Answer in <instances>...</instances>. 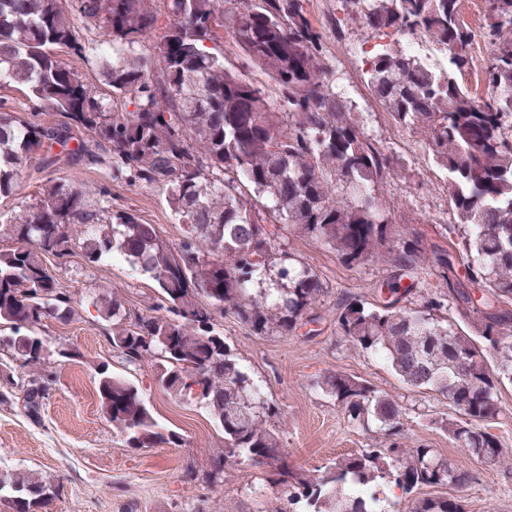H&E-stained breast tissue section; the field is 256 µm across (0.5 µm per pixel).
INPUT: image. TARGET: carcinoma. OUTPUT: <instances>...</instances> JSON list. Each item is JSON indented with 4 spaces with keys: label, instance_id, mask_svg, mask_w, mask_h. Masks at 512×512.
Here are the masks:
<instances>
[{
    "label": "carcinoma",
    "instance_id": "carcinoma-1",
    "mask_svg": "<svg viewBox=\"0 0 512 512\" xmlns=\"http://www.w3.org/2000/svg\"><path fill=\"white\" fill-rule=\"evenodd\" d=\"M154 0H0V85L27 91L31 117L0 112V197L30 155L58 147L73 164L108 165L112 181L162 188L184 237L172 246L136 213L112 211L110 192L86 189L73 176L44 184L31 203L0 214V381L14 385L12 363L38 368L45 339L34 329L67 311L49 256L83 246L91 263L116 256L152 280L157 313L128 321L123 304L103 289L101 318L112 323L122 359L157 364L159 381L198 398L224 433L223 464L263 466L284 487L288 507L267 512H385L372 484L388 475L410 494L423 485L463 486L468 471L429 448L400 442L402 405L363 378L336 372L318 383L350 426H374L380 445L336 457L317 477L265 459L281 450L277 415L260 386L230 352L214 323L225 310L256 334L292 333L324 293L312 268L278 253L271 219L336 252L347 266L382 262L396 270L387 297L336 305V330L354 349L382 358L408 389L448 401L457 418L437 421L448 439L482 463L501 451L484 424L499 413V385L512 381V0H485L482 66L487 97L458 80L470 68L472 35L461 0H338L345 16L376 29L422 35L448 51L434 70L399 47L381 44L367 58L363 81L389 122L425 137L446 177L448 205L463 245V266L418 234L401 233L375 194L392 162L365 134L325 63L322 32L304 0H164L168 25L155 39ZM81 21L84 28L76 26ZM94 34L84 36L83 31ZM262 72L254 81L228 68L220 38ZM93 61L102 84L133 106L111 112L60 58ZM60 114L64 122L48 117ZM280 265L276 287L254 285ZM441 272L443 290L419 294L405 273ZM481 315L479 338L448 317ZM493 350L491 364L483 348ZM101 412L130 448L176 445L137 386L109 366L96 371ZM50 382L28 381L24 408L39 418ZM48 479L0 473V509L36 512ZM409 512H466L453 497L416 498Z\"/></svg>",
    "mask_w": 512,
    "mask_h": 512
}]
</instances>
